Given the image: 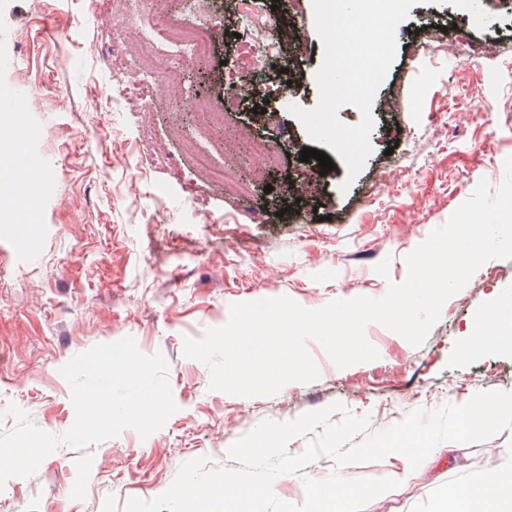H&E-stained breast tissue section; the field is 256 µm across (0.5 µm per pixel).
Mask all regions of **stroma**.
Returning a JSON list of instances; mask_svg holds the SVG:
<instances>
[{"instance_id": "obj_1", "label": "stroma", "mask_w": 512, "mask_h": 512, "mask_svg": "<svg viewBox=\"0 0 512 512\" xmlns=\"http://www.w3.org/2000/svg\"><path fill=\"white\" fill-rule=\"evenodd\" d=\"M274 14L280 50L254 66L240 56L245 14ZM203 23L207 61L152 39L155 16ZM141 24L129 39L131 23ZM303 29L287 38L284 23ZM395 56L371 107L372 151L355 179L343 162L322 171L302 162L311 140L290 105L314 108L324 46L313 0H0V134L35 130L24 152L44 166L34 184L36 243L25 231L0 239V431L9 405L54 434L75 420L61 368L100 343L133 337L162 354L176 412L148 438L125 429L76 451L60 447L29 477L0 488V512H103L151 500L180 465L226 464L232 444L261 420L289 421L339 402L369 425L351 445L401 421L462 404L479 391H512V347L463 357L459 345L493 301L512 297V260L493 259L448 298L421 345L378 323L365 334L377 359L337 367L316 340L307 347L318 379L276 395L246 398L210 388V372L183 355L185 338L226 324L231 304L286 296L316 309L334 300L383 297L408 275L407 256L444 225L479 180L498 186L512 156V12L506 0H421L395 31ZM487 48L473 59L469 50ZM167 63L178 92L161 90L149 59ZM242 73L249 105L224 108L225 78ZM278 111L268 122L265 107ZM279 147L275 165L245 152L248 140ZM289 193L276 216L270 194ZM512 452V430L485 441L438 444L417 478L376 496L369 512H430L449 482L484 476ZM393 453L337 466L318 457L273 492L305 500L304 477L379 478L403 470Z\"/></svg>"}]
</instances>
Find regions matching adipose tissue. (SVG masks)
Here are the masks:
<instances>
[{
	"mask_svg": "<svg viewBox=\"0 0 512 512\" xmlns=\"http://www.w3.org/2000/svg\"><path fill=\"white\" fill-rule=\"evenodd\" d=\"M495 309L497 326L485 325L478 319L472 321L469 334L460 345L462 355L470 357L490 347L512 343V338L499 332L500 325L512 324V308L499 301ZM434 512H512V464L495 465L476 481L449 483L447 494L437 503Z\"/></svg>",
	"mask_w": 512,
	"mask_h": 512,
	"instance_id": "1",
	"label": "adipose tissue"
}]
</instances>
